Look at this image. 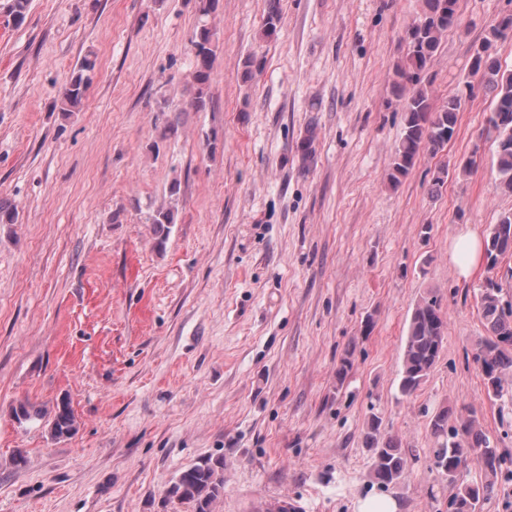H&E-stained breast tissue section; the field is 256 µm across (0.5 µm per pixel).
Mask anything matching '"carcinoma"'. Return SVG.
Listing matches in <instances>:
<instances>
[{"label": "carcinoma", "mask_w": 512, "mask_h": 512, "mask_svg": "<svg viewBox=\"0 0 512 512\" xmlns=\"http://www.w3.org/2000/svg\"><path fill=\"white\" fill-rule=\"evenodd\" d=\"M30 0H8L7 12L17 24L26 18ZM458 0H422L421 12L408 24L403 37L404 51L393 67L392 88L404 113L400 138L392 155L390 183L397 185L409 175L424 153L437 154L453 139L457 130L461 99L450 96L435 105L424 83V74L436 55L443 38L457 20ZM280 22L279 0H268L262 37L277 34ZM507 38L498 27L475 50L471 72L477 84H467L492 94L494 108L490 125L495 133V169L500 190L512 194V71L502 69L493 50L494 42ZM194 58L195 89L191 100L198 111L207 104V86L216 55L215 32L200 25L191 39ZM96 62L85 58L71 76L63 92V102L70 108L80 106L91 83ZM512 255V212L503 213L490 225L484 238V261L489 276L478 293V305L487 336L475 349L474 360L487 393L501 397L512 392V301L506 300L512 283L498 276L502 261ZM448 330L442 299L429 291L414 305L406 331L399 391L413 395L434 368ZM433 435L439 440L433 452L438 473L455 489L450 500L451 512H477L480 503L494 493L500 470L499 449L481 429L475 412L467 407L451 413L444 407L430 420ZM77 430L69 400L56 402L49 433L54 439L68 438ZM366 445L372 451V479L383 485L397 483L403 476L408 457L399 439L381 430V421L372 415L367 423ZM483 472L480 481H468L463 473L469 463ZM224 461L205 460L183 470L166 489V499L189 503L194 512H211L212 502L224 489Z\"/></svg>", "instance_id": "carcinoma-1"}]
</instances>
